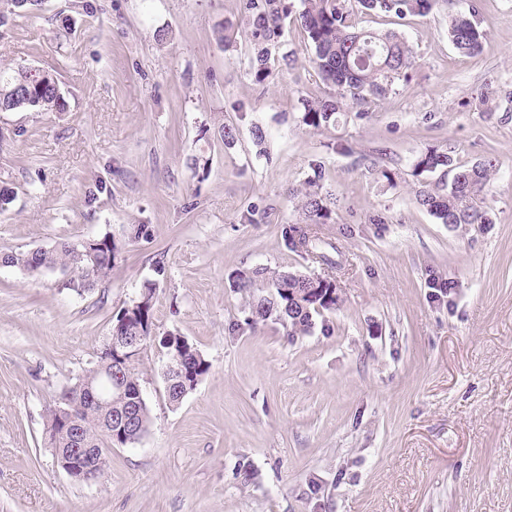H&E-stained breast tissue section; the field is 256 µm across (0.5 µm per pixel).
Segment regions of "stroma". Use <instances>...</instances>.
<instances>
[{
	"label": "stroma",
	"instance_id": "stroma-1",
	"mask_svg": "<svg viewBox=\"0 0 512 512\" xmlns=\"http://www.w3.org/2000/svg\"><path fill=\"white\" fill-rule=\"evenodd\" d=\"M470 11L485 35L474 56L448 38L450 15ZM353 21L402 33L415 62L385 98L343 101L318 129L301 121L328 94L305 32L288 23L273 56L292 66L256 83L243 0H43L0 27V70L49 71L66 102L0 112L13 193L0 250L119 246L111 278L81 297L61 273L0 267V512H512V120L477 101L512 85V0ZM447 148L461 166L492 160L491 223L448 226L418 205L438 176L415 158ZM318 167L336 207L311 230L335 244L331 267L283 237ZM256 266L334 277L332 332L245 325L228 277ZM149 281V430L97 483L75 482L47 444L49 413ZM169 334L211 364L177 405Z\"/></svg>",
	"mask_w": 512,
	"mask_h": 512
}]
</instances>
